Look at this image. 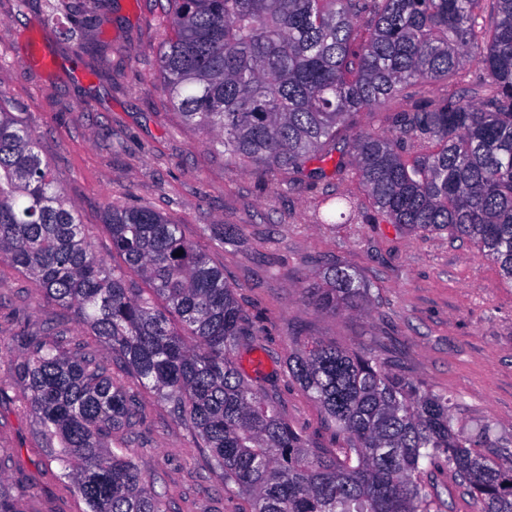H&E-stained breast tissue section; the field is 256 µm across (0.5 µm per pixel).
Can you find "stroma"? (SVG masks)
<instances>
[{"label":"stroma","mask_w":512,"mask_h":512,"mask_svg":"<svg viewBox=\"0 0 512 512\" xmlns=\"http://www.w3.org/2000/svg\"><path fill=\"white\" fill-rule=\"evenodd\" d=\"M168 8V0H105L99 22L71 15L81 38L65 42L44 23L45 0H29L21 10L15 0H0V91L36 132L100 255L121 262L103 222L110 203L153 209L201 241L254 321L253 351L267 364L260 382L274 381L283 413L316 447L344 442L288 374L297 336L378 353L426 388L454 396L466 428L488 422L496 435L511 437L512 286L497 267L469 241L373 222L352 175L311 183L263 165H225L204 133L180 121L164 89L159 50ZM34 40L52 55L53 68L27 62ZM332 193L355 200L352 222L318 223L329 211L321 200ZM204 224H237L241 235L223 246L201 239ZM337 262L370 288L368 314L320 313L306 300L305 285ZM59 322L133 395L135 448L164 487L170 512H248L247 501L226 494L204 468L187 429L156 393L113 363L98 337L48 299L36 279L0 261V336L12 340L0 359V450L10 454L0 477L30 487L20 512L86 510L32 415L19 412L23 388L11 373L27 355L14 335H40ZM250 352L240 351V360Z\"/></svg>","instance_id":"35a3bbf8"}]
</instances>
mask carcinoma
<instances>
[{
	"label": "carcinoma",
	"mask_w": 512,
	"mask_h": 512,
	"mask_svg": "<svg viewBox=\"0 0 512 512\" xmlns=\"http://www.w3.org/2000/svg\"><path fill=\"white\" fill-rule=\"evenodd\" d=\"M161 78L181 120L239 167L354 175L374 214L415 233L476 244L512 285V0H169ZM59 34L62 23L46 0ZM479 78L459 92L460 74ZM448 85L350 137V116ZM110 266L41 157L35 132L0 92V259L39 281L190 432L209 472L251 512H446L447 468L482 512H512V457L491 458L493 429L458 425V402L385 364L315 337L288 373L346 447L312 448L276 390L243 375L255 326L200 245L161 213L109 204ZM143 287H138L137 283ZM318 311L361 313L370 289L336 265L305 286ZM68 330L24 339L12 368L64 478L88 512H168L131 441L134 400ZM25 493L0 476V512Z\"/></svg>",
	"instance_id": "cac0c4a2"
}]
</instances>
